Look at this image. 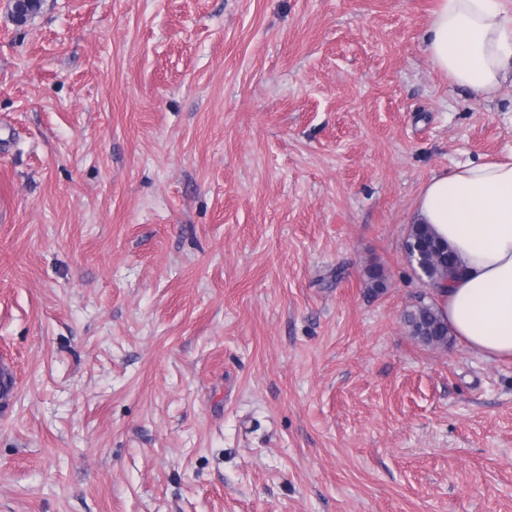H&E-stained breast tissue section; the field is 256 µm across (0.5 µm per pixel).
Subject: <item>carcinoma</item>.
Listing matches in <instances>:
<instances>
[{"label": "carcinoma", "instance_id": "carcinoma-1", "mask_svg": "<svg viewBox=\"0 0 512 512\" xmlns=\"http://www.w3.org/2000/svg\"><path fill=\"white\" fill-rule=\"evenodd\" d=\"M405 246L412 247L411 263L415 273L428 284L453 278L458 273L454 254L448 245L439 241L425 224L411 226ZM404 323L412 336L429 346L448 343V322L434 303L419 302L404 314Z\"/></svg>", "mask_w": 512, "mask_h": 512}]
</instances>
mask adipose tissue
<instances>
[{
	"mask_svg": "<svg viewBox=\"0 0 512 512\" xmlns=\"http://www.w3.org/2000/svg\"><path fill=\"white\" fill-rule=\"evenodd\" d=\"M432 65L473 99L512 75L505 0H439L425 35ZM455 252L460 273L436 296L455 336L484 356L512 357V156L433 175L415 204Z\"/></svg>",
	"mask_w": 512,
	"mask_h": 512,
	"instance_id": "ef3b65f1",
	"label": "adipose tissue"
}]
</instances>
